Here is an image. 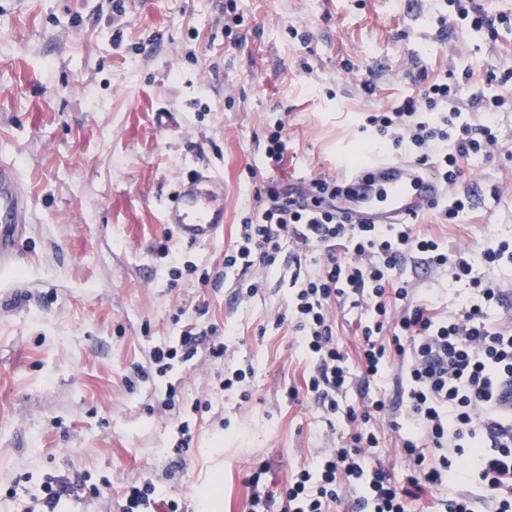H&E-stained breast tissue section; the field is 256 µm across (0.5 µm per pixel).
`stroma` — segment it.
Masks as SVG:
<instances>
[{
	"mask_svg": "<svg viewBox=\"0 0 512 512\" xmlns=\"http://www.w3.org/2000/svg\"><path fill=\"white\" fill-rule=\"evenodd\" d=\"M225 2L0 0V162L28 198L26 233L0 265V512H27L58 479L72 488L62 512H122L136 479L178 512H246L259 466L279 492L330 452L346 425L285 393L308 368L287 285L259 272L258 293L236 298L224 250L256 189L338 175L366 113L409 95L419 73L472 71L470 96L490 98L487 69L512 70V31L493 41L440 25L448 0H235L230 29ZM162 111L174 129L158 128ZM279 119L286 160L269 169ZM496 119L500 149L464 164L456 186L470 208L451 224L418 218L449 250L512 242V104ZM203 167L224 181V227L189 244L163 215ZM165 246L209 282L175 274ZM402 275L442 310L473 295L449 266ZM189 323L234 331L225 361L157 375L152 351ZM228 367L253 368L245 389H225Z\"/></svg>",
	"mask_w": 512,
	"mask_h": 512,
	"instance_id": "1",
	"label": "stroma"
}]
</instances>
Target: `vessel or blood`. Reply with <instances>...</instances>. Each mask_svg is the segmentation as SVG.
Masks as SVG:
<instances>
[{"mask_svg": "<svg viewBox=\"0 0 512 512\" xmlns=\"http://www.w3.org/2000/svg\"><path fill=\"white\" fill-rule=\"evenodd\" d=\"M222 191V181L213 171H195L176 190L165 224L183 241L213 240L224 226ZM444 196V187L425 166L404 159H379L346 175L336 208L356 224H401L430 210ZM27 206L13 167L1 163L0 216L5 219L0 225L1 261L14 256L15 244L25 232Z\"/></svg>", "mask_w": 512, "mask_h": 512, "instance_id": "b4317fda", "label": "vessel or blood"}]
</instances>
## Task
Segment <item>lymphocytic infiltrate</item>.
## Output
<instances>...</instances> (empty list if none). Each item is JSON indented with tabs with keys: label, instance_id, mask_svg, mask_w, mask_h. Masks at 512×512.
Wrapping results in <instances>:
<instances>
[{
	"label": "lymphocytic infiltrate",
	"instance_id": "lymphocytic-infiltrate-1",
	"mask_svg": "<svg viewBox=\"0 0 512 512\" xmlns=\"http://www.w3.org/2000/svg\"><path fill=\"white\" fill-rule=\"evenodd\" d=\"M502 97L465 99L457 81L420 75L418 90L391 107L370 113L367 153L379 142L405 149L446 185H456L462 165L490 158L499 143L495 114ZM257 215L243 218L224 252L225 271L245 276L260 268L289 279L297 343L313 371L303 387L327 415L350 428L336 450L293 475L283 494L247 485L248 512H329L344 493H355L358 512H411L414 501L435 496L444 512H474L470 491L449 492L461 474L451 458L464 455L489 512H512V326L490 323L487 307L503 305L504 289L487 282L478 299L445 314L420 299L415 284L399 274L406 263L454 266L456 279L473 271L467 253H449L414 224H354L335 207L290 198L285 187L255 194ZM311 254L315 277L300 279L302 254ZM369 310L354 347L335 341L333 303ZM203 335L185 326L177 345L156 349L159 374L193 359ZM391 378L392 400L372 395L371 385ZM358 400L346 403L350 390ZM398 434L404 478H396L377 449L379 428Z\"/></svg>",
	"mask_w": 512,
	"mask_h": 512
}]
</instances>
